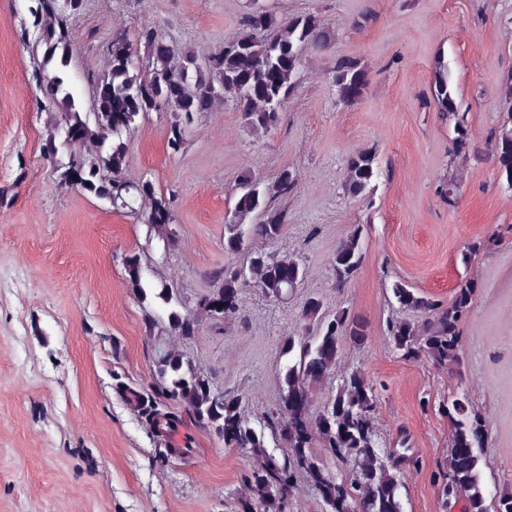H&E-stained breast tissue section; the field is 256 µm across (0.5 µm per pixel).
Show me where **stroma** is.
<instances>
[{"mask_svg":"<svg viewBox=\"0 0 512 512\" xmlns=\"http://www.w3.org/2000/svg\"><path fill=\"white\" fill-rule=\"evenodd\" d=\"M277 18L316 15L330 48L303 51L297 88L268 133L255 136L224 104L197 116L190 145L169 155V113L153 112L132 135L126 174L173 198L176 237L146 227L78 189L57 188L44 156L54 113L37 86L42 54L30 9L0 0V512H238L251 458L225 447L176 404L173 434L156 429L141 403L156 397L155 366L173 349L221 388L246 396L262 424L280 402L283 340L306 296L327 312L366 322L342 369L377 390L382 440L407 434L418 462L402 468L404 512H466L434 482L452 444L445 406L468 395L486 418L482 470L488 486L512 489V182L487 148L504 119L502 78L512 72V0H261ZM250 0H89L72 24L70 83L89 104L113 37L163 24L185 46L217 50L239 32ZM358 58L370 78L356 104L337 102V57ZM451 73L473 145L452 153L453 125L430 89L438 63ZM372 150V190H342L346 158ZM298 176L284 205L280 252L308 274L287 296L245 289L236 317L195 336L174 335L165 311L143 304L123 257H144L145 275L195 306L224 265V215L245 173L266 182ZM455 178L456 206L440 191ZM361 232L362 261L336 287L339 242ZM484 245L472 263L462 252ZM450 303L474 288L461 323L459 372L395 349L387 322L416 321L392 302L394 282Z\"/></svg>","mask_w":512,"mask_h":512,"instance_id":"stroma-1","label":"stroma"}]
</instances>
